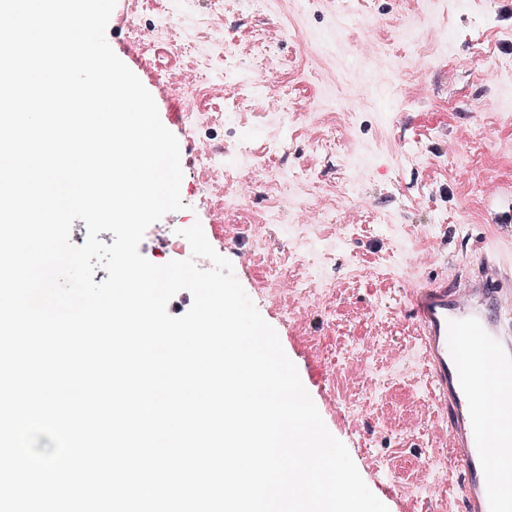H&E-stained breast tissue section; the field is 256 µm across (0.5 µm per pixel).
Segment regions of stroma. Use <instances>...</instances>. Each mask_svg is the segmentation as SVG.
<instances>
[{
    "label": "stroma",
    "mask_w": 512,
    "mask_h": 512,
    "mask_svg": "<svg viewBox=\"0 0 512 512\" xmlns=\"http://www.w3.org/2000/svg\"><path fill=\"white\" fill-rule=\"evenodd\" d=\"M256 30L298 58V66L261 69L251 55ZM208 31L186 53L173 48L169 30L156 28L154 54L133 68L180 146L184 208L163 223L198 222L209 243H223L326 427L388 512H461L457 494L430 499L410 492L448 440L410 355L412 294L445 277L449 258L469 270L491 250L512 264V238L498 236L493 211L512 184V68L504 67L502 50L512 44V0H266L260 12L244 0L238 15L211 16ZM215 37L234 47L244 73L288 90L296 111L311 113V121L280 134L276 114L254 100L223 124L184 137L178 97L164 73L197 79L207 57L215 82H223L224 59L211 54ZM415 38L424 41V53L413 51ZM363 71L371 81H359ZM476 100L485 102L484 111H472ZM479 127L489 131L480 144L473 137ZM331 130L338 151L329 157L321 142ZM277 134L284 147L276 163L315 173L319 192L292 185L274 196L259 193L231 225L213 224L210 201L198 191L201 151L223 147L225 164L247 172L251 160L237 153L238 136L260 146ZM451 145L453 157L446 154ZM304 204L335 209L337 224L360 227L348 240L337 236V224L311 227L316 246L332 253L325 274L335 292L323 313L309 311L303 295L279 290L266 275L271 253L287 245L266 214L275 209L289 218ZM352 348L372 355L383 384L358 413L350 406L363 395L364 365L340 361Z\"/></svg>",
    "instance_id": "1"
}]
</instances>
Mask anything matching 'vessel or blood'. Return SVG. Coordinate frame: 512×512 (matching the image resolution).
<instances>
[{"label":"vessel or blood","mask_w":512,"mask_h":512,"mask_svg":"<svg viewBox=\"0 0 512 512\" xmlns=\"http://www.w3.org/2000/svg\"><path fill=\"white\" fill-rule=\"evenodd\" d=\"M512 268L492 254L474 273L449 266L432 288L413 293L438 407L448 428L463 512H512L491 452L512 407Z\"/></svg>","instance_id":"1"}]
</instances>
